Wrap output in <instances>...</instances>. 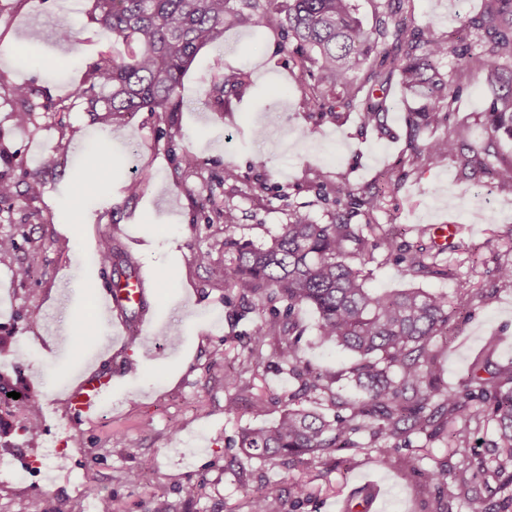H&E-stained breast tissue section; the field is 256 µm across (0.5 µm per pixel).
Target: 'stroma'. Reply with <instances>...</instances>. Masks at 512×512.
I'll use <instances>...</instances> for the list:
<instances>
[{
    "mask_svg": "<svg viewBox=\"0 0 512 512\" xmlns=\"http://www.w3.org/2000/svg\"><path fill=\"white\" fill-rule=\"evenodd\" d=\"M92 6L93 0H0V46H19L10 66L0 65V178L20 182L34 171L42 182L39 198L21 196L0 210V237L17 243L11 259L0 262V374L12 378L19 393L36 395L43 412L34 442L18 421L0 423V512H29L37 492L68 512H94L84 494L91 480L121 512H146L155 498L171 512H249L252 495L285 474L305 483L308 493L299 497L283 486L278 512H466L451 480L462 468L477 490L493 487L491 500L501 503L500 480L492 473L498 451L490 403L479 397L470 402L479 416L477 446L466 457L445 438L419 435L382 464L367 432L358 447L285 467L246 457L236 445L241 429L277 420L285 394L300 392L301 382L277 358L281 337L267 339L262 364L249 363L251 331L271 305L244 302L237 289L212 278L197 254L224 261L225 236L262 244L298 210L329 223L336 203L323 198L321 185L381 188L383 232L435 252L453 275H406L380 248L361 265L366 284L448 295V333L434 339L432 350L441 385L463 392L476 359L512 366V288L497 279L498 267L512 264V185L488 174L463 175L450 157L410 162L406 117L413 103L398 85L387 93L383 136L363 127L359 112L334 121L308 111L298 71L277 34L251 26L228 30L222 45L198 52L167 131L147 112L110 129L93 123L75 105L83 74L127 45L99 33ZM482 7L483 0H410L409 9L415 25L434 23L438 36L456 43L469 37L459 15ZM64 27L73 29L75 42L59 38ZM32 56L38 65L29 64ZM240 68L250 72L248 86L232 97L229 111L214 108L211 88ZM16 84L31 86L38 105L24 128L13 118ZM487 94L480 82L468 83L448 123L422 131L421 139L466 124L471 144L482 147ZM59 102L69 104V112H47ZM188 152L198 159L195 168L181 162ZM229 166L237 174L232 181L224 178ZM93 168L98 181L74 200L78 177ZM132 182L140 185L134 195L125 190ZM78 207L93 222L73 234ZM227 207L239 218L229 228L213 220ZM444 222L459 226L456 250H439L434 240L433 225ZM106 237L149 278L153 326L103 314L82 323L81 313L101 304L110 278L122 271L94 259ZM35 248L39 267L18 281L15 266ZM296 319L303 365L321 373L332 391L355 396L344 378L353 356L320 344L313 308H300ZM80 331L87 344L76 343ZM86 369L111 378L112 400L96 422L75 425L65 392ZM253 396L265 403L259 420L250 411ZM231 398L239 401L233 412L226 407ZM146 458L154 461L148 471ZM406 458L441 473L444 482L423 486L403 467ZM200 483L203 494H191Z\"/></svg>",
    "mask_w": 512,
    "mask_h": 512,
    "instance_id": "stroma-1",
    "label": "stroma"
}]
</instances>
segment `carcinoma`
Masks as SVG:
<instances>
[{"label": "carcinoma", "instance_id": "cac0c4a2", "mask_svg": "<svg viewBox=\"0 0 512 512\" xmlns=\"http://www.w3.org/2000/svg\"><path fill=\"white\" fill-rule=\"evenodd\" d=\"M406 0H384L378 27L369 29L357 18L354 0H95V18L103 34L135 45L125 54L106 55L89 68L76 93L82 111L91 121L106 127L135 112H148L155 122H167V113L180 107L178 91L198 51L224 42L227 30L253 25L277 32L305 83L309 110L331 118L364 104L362 121L381 128L386 97L373 100L374 91L386 90L398 75L403 91L420 102L409 113L412 137L410 157L451 156L464 173H488L512 184V163L493 166L495 143L512 140V0H487V8L459 17L461 26L473 35L471 42L449 44L434 25L416 26L404 16ZM453 57L462 70L474 71L491 90L483 112L488 143L478 151L469 147L468 132L459 126L444 137L417 138L425 128L448 122L450 107L464 86L451 72L441 71V62ZM365 70L361 79L351 76ZM248 73L224 75L210 97L228 106L230 97L247 85ZM11 94L18 108L15 122L26 127L34 120L33 89L15 85ZM37 172H31L25 189L0 179V204L25 195L41 193ZM380 193L357 192L345 184L336 186V217L329 224H316L297 211L281 231L260 246L224 238V250L233 254L231 264L211 262L213 279L241 290L244 299L267 297L284 304L272 310L253 328L248 360L264 359L262 346L269 336L290 335L278 356L299 379L306 396L324 395L336 409L333 418L298 407L297 394L288 396V409L274 423L245 428L238 447L252 458L274 461L318 457L339 448L357 445L355 437L371 429L376 434L371 447L385 463L396 450L394 442H410L416 435H443L451 447L466 456L471 452L472 422L477 415L469 396L493 389L492 418L497 425L496 447L501 449L494 476L508 474L512 483V368L482 373L488 365L473 366L470 390L461 394L440 387L434 374L435 360L429 346L437 336L447 335L448 301L420 288L376 292L365 286L356 259H369L383 247L405 264L412 275H451L437 268L435 255L413 248L394 237L377 234L376 214ZM360 213L365 223H352ZM309 306L318 313L321 342L353 353L357 362L350 374L367 394L348 399L322 384L321 375L301 366L293 313ZM8 414L22 420L21 430L31 439L40 433L39 400L24 396L13 402ZM462 490L468 512H490L485 498L470 491L464 473L454 476ZM87 494L97 501L99 512H119L112 497L94 483ZM280 483L268 482L251 498L250 512H276Z\"/></svg>", "mask_w": 512, "mask_h": 512}]
</instances>
